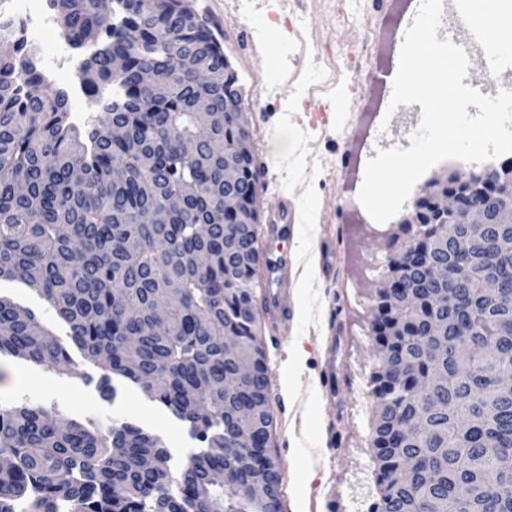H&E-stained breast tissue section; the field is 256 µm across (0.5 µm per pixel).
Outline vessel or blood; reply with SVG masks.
Segmentation results:
<instances>
[{
  "label": "vessel or blood",
  "mask_w": 512,
  "mask_h": 512,
  "mask_svg": "<svg viewBox=\"0 0 512 512\" xmlns=\"http://www.w3.org/2000/svg\"><path fill=\"white\" fill-rule=\"evenodd\" d=\"M297 222L293 197L280 194L265 211L261 225L264 238L263 292L260 316L268 325L281 326L293 321V284L299 267L291 244Z\"/></svg>",
  "instance_id": "b4317fda"
}]
</instances>
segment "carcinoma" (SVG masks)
Segmentation results:
<instances>
[{"label":"carcinoma","mask_w":512,"mask_h":512,"mask_svg":"<svg viewBox=\"0 0 512 512\" xmlns=\"http://www.w3.org/2000/svg\"><path fill=\"white\" fill-rule=\"evenodd\" d=\"M49 2L65 42L90 49L77 78L102 112L80 133L24 39H0V281L35 292L105 365L102 392L112 375L134 384L201 446L175 470L132 423L0 406V512H282L257 303L261 181L248 113L227 111L237 75L187 0H116L110 19L101 0ZM467 190L423 193L387 240L395 288L375 289L370 323V512H512V226L448 223L434 197ZM2 354L72 365L0 295Z\"/></svg>","instance_id":"obj_1"}]
</instances>
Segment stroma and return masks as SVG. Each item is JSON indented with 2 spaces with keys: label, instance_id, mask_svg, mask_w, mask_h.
<instances>
[{
  "label": "stroma",
  "instance_id": "stroma-1",
  "mask_svg": "<svg viewBox=\"0 0 512 512\" xmlns=\"http://www.w3.org/2000/svg\"><path fill=\"white\" fill-rule=\"evenodd\" d=\"M419 0H193L238 74L254 135L255 164L264 188L256 207L265 210L282 191L292 194L311 226L298 239L305 271L295 284L297 312L279 330L264 328L274 417L272 450L281 467L283 512H368L377 497L371 453L375 402L371 373L376 346L368 326L376 288L385 280V237L397 219L361 224L354 210L364 160L378 150L409 148L391 136L400 121L418 129V105L406 117L388 113L399 67L402 32ZM487 55L469 58L466 85L483 90L489 71L512 77V42L488 29ZM367 112L388 114L387 124L364 122ZM290 138L272 154L274 137ZM334 255L321 277L312 259L318 247ZM303 345V359L292 358ZM74 371L59 375L11 358L0 369L21 384L0 391V404L27 400L70 418L108 427L133 422L158 435L173 463L196 452L186 425L134 387L104 397L101 368L73 354ZM336 369L333 388L321 386L326 364Z\"/></svg>",
  "mask_w": 512,
  "mask_h": 512
}]
</instances>
